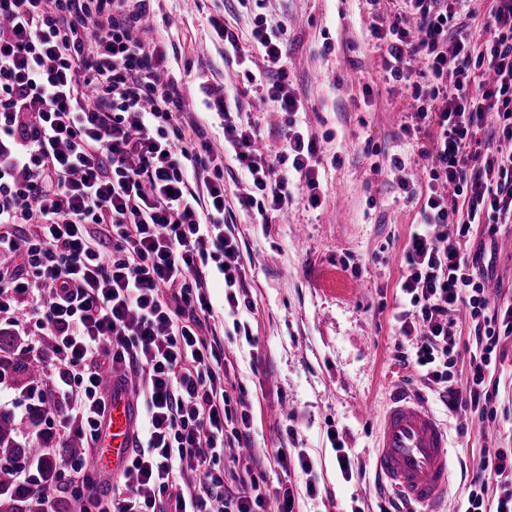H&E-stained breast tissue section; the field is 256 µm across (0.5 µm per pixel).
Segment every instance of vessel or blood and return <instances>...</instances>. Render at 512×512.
<instances>
[{
	"mask_svg": "<svg viewBox=\"0 0 512 512\" xmlns=\"http://www.w3.org/2000/svg\"><path fill=\"white\" fill-rule=\"evenodd\" d=\"M138 417L128 392L109 389L93 458L97 472L124 469ZM375 466L383 485L407 504V512H445L452 483L448 429L420 399L400 392L390 398L377 433Z\"/></svg>",
	"mask_w": 512,
	"mask_h": 512,
	"instance_id": "1",
	"label": "vessel or blood"
}]
</instances>
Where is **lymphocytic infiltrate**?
<instances>
[{"instance_id": "obj_1", "label": "lymphocytic infiltrate", "mask_w": 512, "mask_h": 512, "mask_svg": "<svg viewBox=\"0 0 512 512\" xmlns=\"http://www.w3.org/2000/svg\"><path fill=\"white\" fill-rule=\"evenodd\" d=\"M150 2L0 0V256L10 258L0 296H12V324L32 336L28 357L45 368L42 407L61 444L97 445L107 378L140 408L115 478L88 479L85 461L52 450L45 464L64 470L73 500L93 512H295L293 488L270 489L240 460L253 418L225 386L206 293L216 271L231 312L253 308L225 157L247 172L244 206L261 223L297 200L321 201L319 141L298 126L304 104L286 68L288 27L254 14L262 67L245 74L284 114L283 148L255 153V126L223 88L206 86L203 103L223 121L218 154L164 42L149 35ZM369 2L383 77L412 100L401 130L421 143L417 176L402 157L389 165L403 193H424L403 253L395 358L483 423L497 417L489 376L512 338V300L489 299L484 254L467 242L473 226L494 234L512 222V0H500L478 46L471 0H400L390 14ZM490 122L496 141L475 150ZM461 312L475 341L462 380L452 331ZM464 512H512V448L485 451Z\"/></svg>"}]
</instances>
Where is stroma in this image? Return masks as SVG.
<instances>
[{"mask_svg": "<svg viewBox=\"0 0 512 512\" xmlns=\"http://www.w3.org/2000/svg\"><path fill=\"white\" fill-rule=\"evenodd\" d=\"M151 7L150 23L164 38L174 73L191 74L192 97H200V84L223 83L258 125L257 149L282 147L280 116L254 98L244 66L225 55L209 24L218 17L234 25L248 54L251 14L237 0H153ZM266 11L288 26V76L305 105L299 124L321 139L322 204L299 202L286 218L258 223L239 205L249 191L245 172L233 159L224 161L225 198L236 215L254 307L231 313L218 275L208 295L228 379L251 406V442L241 454L259 457L280 446L293 458L306 453L319 486L315 496L306 495L300 470L263 469L269 487L297 490L299 512H377L375 438L389 395L401 389L420 395L448 426L455 476L446 512H456L484 450L512 448V340L504 342L493 373L497 418L480 426L466 407L448 410L416 382L413 368L395 363L392 315L404 300L403 250L420 205L382 168L392 155L409 162L417 156L415 141L401 132L410 100L382 78L367 0H267ZM468 248L492 256L488 295L512 296V228L491 236L485 226L474 227ZM240 323L251 336L240 335ZM339 443L351 459L348 476L336 458Z\"/></svg>", "mask_w": 512, "mask_h": 512, "instance_id": "35a3bbf8", "label": "stroma"}]
</instances>
